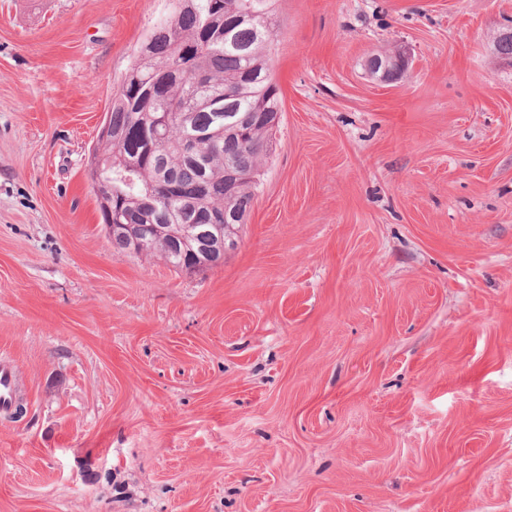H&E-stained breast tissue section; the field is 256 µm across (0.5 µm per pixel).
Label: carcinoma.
Listing matches in <instances>:
<instances>
[{
	"mask_svg": "<svg viewBox=\"0 0 512 512\" xmlns=\"http://www.w3.org/2000/svg\"><path fill=\"white\" fill-rule=\"evenodd\" d=\"M272 27L271 0H176L113 91L98 132L103 152L93 155L112 172V191L99 196L102 223L111 209L125 224L157 226L150 252L174 268L197 243L170 236L172 225L203 224L217 235L251 208L281 112L269 65ZM203 84L220 100L193 109L192 129L211 136L188 153L178 109L201 97ZM160 112L172 113L164 141L151 154L132 153Z\"/></svg>",
	"mask_w": 512,
	"mask_h": 512,
	"instance_id": "1",
	"label": "carcinoma"
}]
</instances>
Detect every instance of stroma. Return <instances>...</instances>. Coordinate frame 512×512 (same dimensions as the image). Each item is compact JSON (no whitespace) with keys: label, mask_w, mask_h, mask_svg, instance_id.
I'll return each mask as SVG.
<instances>
[{"label":"stroma","mask_w":512,"mask_h":512,"mask_svg":"<svg viewBox=\"0 0 512 512\" xmlns=\"http://www.w3.org/2000/svg\"><path fill=\"white\" fill-rule=\"evenodd\" d=\"M173 5L0 0V512H512V0H274L273 148L195 274L87 178ZM407 56L404 52H395L378 57L373 67L368 65L370 72L381 81L397 79L404 71Z\"/></svg>","instance_id":"35a3bbf8"}]
</instances>
